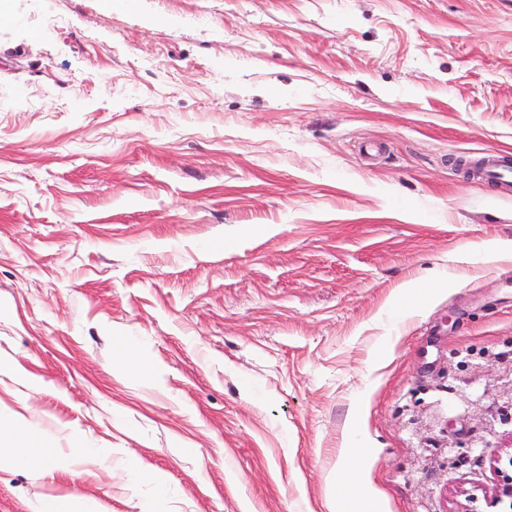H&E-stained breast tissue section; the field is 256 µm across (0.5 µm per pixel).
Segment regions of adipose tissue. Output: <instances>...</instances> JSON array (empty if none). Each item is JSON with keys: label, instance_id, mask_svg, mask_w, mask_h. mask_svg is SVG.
<instances>
[{"label": "adipose tissue", "instance_id": "adipose-tissue-1", "mask_svg": "<svg viewBox=\"0 0 512 512\" xmlns=\"http://www.w3.org/2000/svg\"><path fill=\"white\" fill-rule=\"evenodd\" d=\"M66 469L67 464L57 448L31 433L27 422H0V469L43 470L47 465Z\"/></svg>", "mask_w": 512, "mask_h": 512}]
</instances>
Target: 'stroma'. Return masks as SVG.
I'll list each match as a JSON object with an SVG mask.
<instances>
[{
	"label": "stroma",
	"mask_w": 512,
	"mask_h": 512,
	"mask_svg": "<svg viewBox=\"0 0 512 512\" xmlns=\"http://www.w3.org/2000/svg\"><path fill=\"white\" fill-rule=\"evenodd\" d=\"M491 155L512 0H0V418L70 462L0 512H325L347 446L381 512H502Z\"/></svg>",
	"instance_id": "stroma-1"
}]
</instances>
